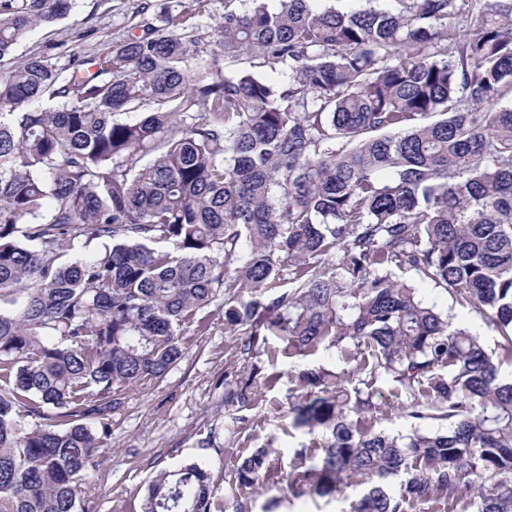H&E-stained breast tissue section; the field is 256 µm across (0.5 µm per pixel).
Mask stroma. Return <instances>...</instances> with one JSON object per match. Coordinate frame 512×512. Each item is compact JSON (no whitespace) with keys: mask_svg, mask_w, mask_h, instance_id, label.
Returning <instances> with one entry per match:
<instances>
[{"mask_svg":"<svg viewBox=\"0 0 512 512\" xmlns=\"http://www.w3.org/2000/svg\"><path fill=\"white\" fill-rule=\"evenodd\" d=\"M172 4L189 7L193 0H76L69 16L31 31L16 48L14 59L19 62L36 54L62 65L72 55L95 54L112 40L131 34L134 23L160 24L164 9ZM425 295L448 311L454 322L479 334L487 346L495 345V332L443 289L431 286ZM235 342V336L225 333L223 318H215L205 335L187 343L180 363L161 385L131 390L125 404L112 414L111 433L104 438L83 487L81 506L86 512H128L130 490L146 484L157 466L173 469L195 462L209 470L216 483H223L226 455L201 441L208 432H224V391L217 388L216 380L224 372V350ZM294 391L284 377L258 404L243 410V417L261 424L252 447L272 436L282 456L290 455L299 439L285 411Z\"/></svg>","mask_w":512,"mask_h":512,"instance_id":"stroma-1","label":"stroma"}]
</instances>
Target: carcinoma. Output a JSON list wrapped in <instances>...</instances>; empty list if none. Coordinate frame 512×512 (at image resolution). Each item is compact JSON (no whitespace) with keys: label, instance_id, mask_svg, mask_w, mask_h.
<instances>
[{"label":"carcinoma","instance_id":"cac0c4a2","mask_svg":"<svg viewBox=\"0 0 512 512\" xmlns=\"http://www.w3.org/2000/svg\"><path fill=\"white\" fill-rule=\"evenodd\" d=\"M74 2L0 0V512H79L112 413L219 312L224 406L286 360L302 439L285 462L229 412L225 488L158 469L135 512L349 487L347 512H512V0H238L210 50L195 0L89 61L13 64ZM396 405L410 430L377 428ZM425 295L428 299L437 302L439 307L448 311V315L453 318V322L468 327L471 331L479 334L489 348H493L497 341L494 331L486 327L481 318L468 309L461 308L452 297L441 288H435L433 285H427Z\"/></svg>","mask_w":512,"mask_h":512}]
</instances>
